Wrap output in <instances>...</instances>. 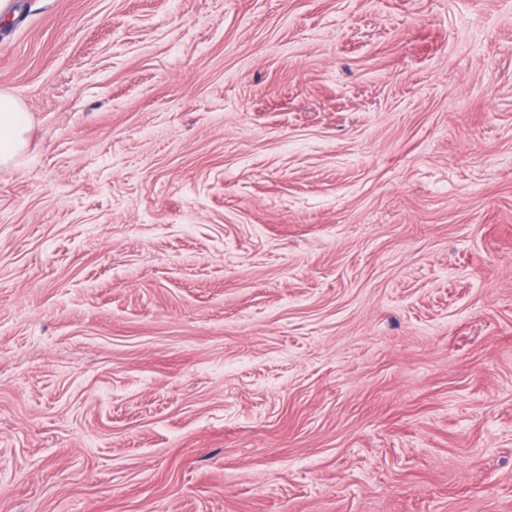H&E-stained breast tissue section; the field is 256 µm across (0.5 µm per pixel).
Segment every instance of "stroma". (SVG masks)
<instances>
[{"instance_id":"35a3bbf8","label":"stroma","mask_w":512,"mask_h":512,"mask_svg":"<svg viewBox=\"0 0 512 512\" xmlns=\"http://www.w3.org/2000/svg\"><path fill=\"white\" fill-rule=\"evenodd\" d=\"M0 512H512V0H15ZM28 113L13 95L0 92V168L17 164L27 146Z\"/></svg>"}]
</instances>
